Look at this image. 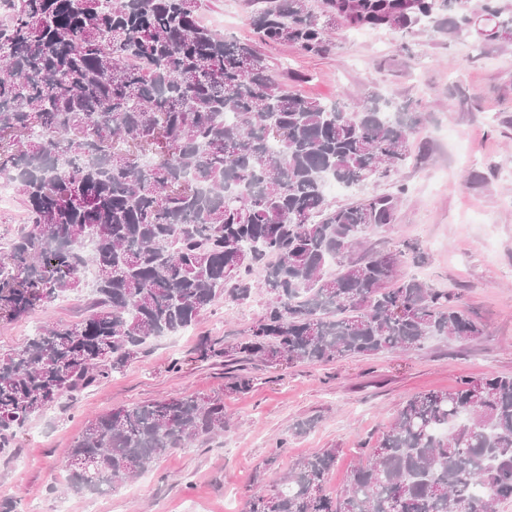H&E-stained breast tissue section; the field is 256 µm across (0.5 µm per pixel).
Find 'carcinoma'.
I'll use <instances>...</instances> for the list:
<instances>
[{
    "label": "carcinoma",
    "mask_w": 512,
    "mask_h": 512,
    "mask_svg": "<svg viewBox=\"0 0 512 512\" xmlns=\"http://www.w3.org/2000/svg\"><path fill=\"white\" fill-rule=\"evenodd\" d=\"M0 26V177L28 223L0 261V317L18 319L96 268L92 312L45 325L0 356V450L31 417L122 371L151 336L191 326L217 299L272 296L230 362H334L413 350L481 326L455 293L399 274L406 250L353 256L393 198L328 202L321 175L383 179L412 155L417 112H350L284 89L256 43L316 56L330 33L425 20L474 24L457 0H274L251 16L257 42L199 21L201 0H5ZM489 40L512 38L493 0ZM337 272L324 274L328 261ZM224 399L176 395L89 418L69 452V488L103 493L165 451L224 433ZM336 449L297 460L246 512H496L512 499V376L487 373L412 395L342 497L326 490ZM485 492L476 495L472 484Z\"/></svg>",
    "instance_id": "obj_1"
}]
</instances>
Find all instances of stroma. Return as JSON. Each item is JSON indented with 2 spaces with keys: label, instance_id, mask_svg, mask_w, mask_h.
<instances>
[{
  "label": "stroma",
  "instance_id": "35a3bbf8",
  "mask_svg": "<svg viewBox=\"0 0 512 512\" xmlns=\"http://www.w3.org/2000/svg\"><path fill=\"white\" fill-rule=\"evenodd\" d=\"M261 0H203L200 21L250 41ZM320 56L262 46L289 90L355 111L369 95L424 115L415 151L398 174L330 195L342 206L374 196L395 199L394 219L370 231L368 250L402 242L419 247L402 274L458 293L481 336H443L404 353L271 368L259 360L226 365L203 358L210 343L243 338L266 312L268 296L217 300L192 331L149 339L123 372L76 398L35 414L13 448L0 452V506L8 512H245L253 494L269 492L299 458L337 449L327 489L343 495L349 475L376 439L419 392L446 390L460 379L493 372L512 376V41H483L452 26L422 23L353 35L339 29ZM90 286L28 317L0 319V354L25 345L33 324L83 318ZM180 369H172V362ZM255 379L246 393L226 394L235 370ZM222 395L223 435L163 454L137 480L101 494L66 490L68 452L85 421L112 408L175 395ZM311 421L303 435L297 421Z\"/></svg>",
  "mask_w": 512,
  "mask_h": 512
}]
</instances>
